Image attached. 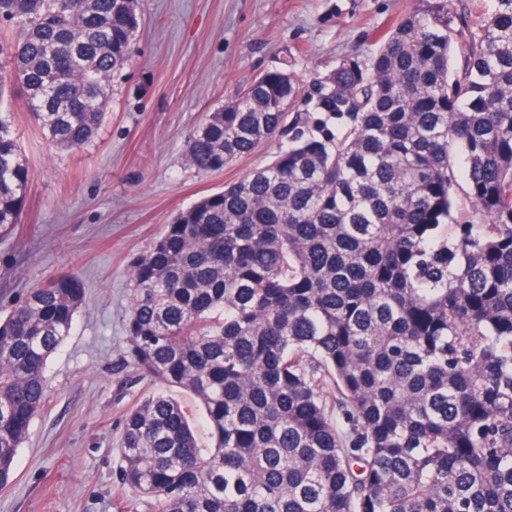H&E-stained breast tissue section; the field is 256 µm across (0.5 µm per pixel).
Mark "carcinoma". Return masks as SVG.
<instances>
[{
    "mask_svg": "<svg viewBox=\"0 0 512 512\" xmlns=\"http://www.w3.org/2000/svg\"><path fill=\"white\" fill-rule=\"evenodd\" d=\"M0 238L32 172L7 89L78 152L130 60L138 0H0ZM286 139L179 212L132 267L128 364L159 392L121 429L118 490L148 512H512V0H419L303 92L284 66L187 139L199 172ZM466 162L459 189L457 155ZM84 287L0 316V488ZM334 401L336 413L329 412Z\"/></svg>",
    "mask_w": 512,
    "mask_h": 512,
    "instance_id": "carcinoma-1",
    "label": "carcinoma"
}]
</instances>
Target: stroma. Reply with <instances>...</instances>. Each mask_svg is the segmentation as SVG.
Masks as SVG:
<instances>
[{
  "instance_id": "stroma-1",
  "label": "stroma",
  "mask_w": 512,
  "mask_h": 512,
  "mask_svg": "<svg viewBox=\"0 0 512 512\" xmlns=\"http://www.w3.org/2000/svg\"><path fill=\"white\" fill-rule=\"evenodd\" d=\"M417 0H143L128 64L108 86L100 129L76 153L49 146L13 93L14 131L33 172L23 222L0 240V311L61 272L85 283L69 338L47 366L49 392L0 489V512H146L117 497L120 421L159 392L121 360L133 262L165 224L279 149L223 171L186 161L188 134L256 75L289 65L301 85L377 36Z\"/></svg>"
}]
</instances>
